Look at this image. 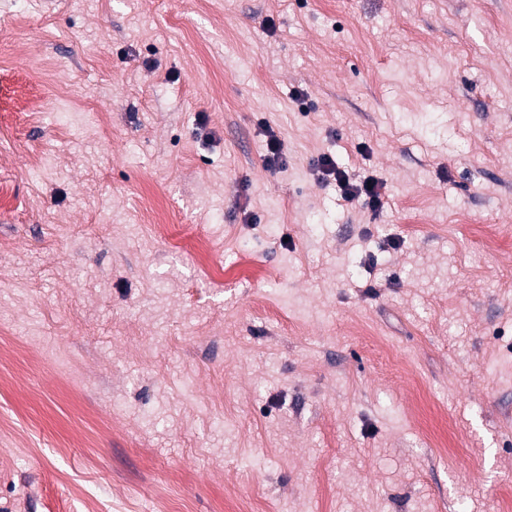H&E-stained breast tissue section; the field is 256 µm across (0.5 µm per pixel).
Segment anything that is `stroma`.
<instances>
[{
  "label": "stroma",
  "instance_id": "stroma-1",
  "mask_svg": "<svg viewBox=\"0 0 512 512\" xmlns=\"http://www.w3.org/2000/svg\"><path fill=\"white\" fill-rule=\"evenodd\" d=\"M0 130V512H497L512 0H0ZM264 162L271 169H283L288 166V155L284 151V145L274 132H268ZM315 169L322 180H334L341 190L345 201L352 204H361L372 210L383 207L385 197V184L375 178H365L362 181H353L348 173L341 169L336 160L328 154H323L315 162ZM371 186V189H368Z\"/></svg>",
  "mask_w": 512,
  "mask_h": 512
}]
</instances>
